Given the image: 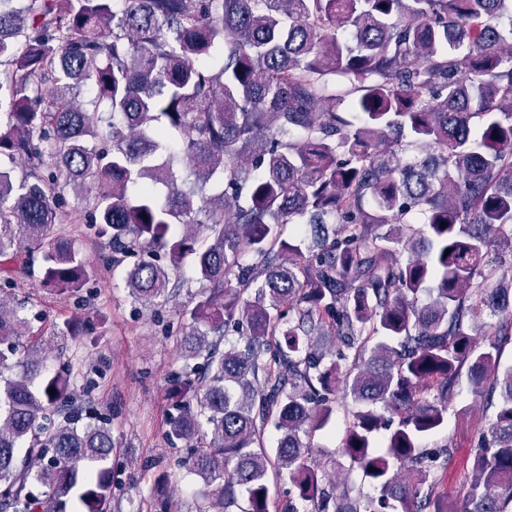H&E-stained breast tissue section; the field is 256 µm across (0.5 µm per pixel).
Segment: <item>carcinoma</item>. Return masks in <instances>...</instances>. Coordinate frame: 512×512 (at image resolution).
<instances>
[{
  "mask_svg": "<svg viewBox=\"0 0 512 512\" xmlns=\"http://www.w3.org/2000/svg\"><path fill=\"white\" fill-rule=\"evenodd\" d=\"M14 2L0 0V505L111 508L110 420L80 423L71 372L46 371L51 341L13 293L36 267L59 294L93 284L59 228L77 221L105 262L133 259L125 287L145 307L194 269L166 432L203 481L191 512H270L282 470L288 512H512V0ZM93 330L74 315L53 335ZM463 377L492 414L450 506L448 445L422 442ZM339 408L347 475L374 495L336 491L313 455Z\"/></svg>",
  "mask_w": 512,
  "mask_h": 512,
  "instance_id": "carcinoma-1",
  "label": "carcinoma"
}]
</instances>
